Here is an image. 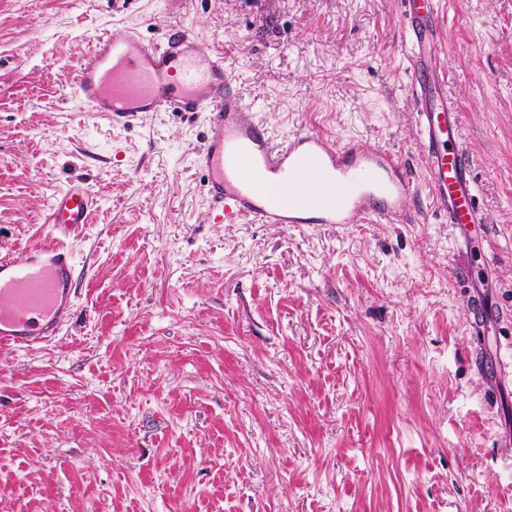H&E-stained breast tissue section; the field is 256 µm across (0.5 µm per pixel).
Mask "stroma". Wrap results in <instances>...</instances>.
<instances>
[{"instance_id": "35a3bbf8", "label": "stroma", "mask_w": 512, "mask_h": 512, "mask_svg": "<svg viewBox=\"0 0 512 512\" xmlns=\"http://www.w3.org/2000/svg\"><path fill=\"white\" fill-rule=\"evenodd\" d=\"M483 222L432 203L402 0H0V256L73 182L77 306L0 353V512H512V0H440ZM224 56L275 137L401 159L399 224H224L201 112H92L103 34ZM496 308L483 334L473 293Z\"/></svg>"}]
</instances>
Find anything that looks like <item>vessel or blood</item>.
I'll return each instance as SVG.
<instances>
[{
	"label": "vessel or blood",
	"mask_w": 512,
	"mask_h": 512,
	"mask_svg": "<svg viewBox=\"0 0 512 512\" xmlns=\"http://www.w3.org/2000/svg\"><path fill=\"white\" fill-rule=\"evenodd\" d=\"M404 2L429 188L437 208L461 233L483 218L473 205L467 157L458 147L462 116L449 105L445 75L436 68L438 0ZM76 87L92 111L128 122L145 112L207 113L211 134L195 162L206 171L209 195L222 206L228 224L300 223L298 211L255 193L256 174L292 183L315 172L322 187L306 204L322 224H394L417 193L403 163L390 152L354 141L339 148L313 129L274 144L268 128L226 80L223 57L199 64L196 42L188 36L165 49L132 33L99 37L77 70ZM95 204L89 189L62 190L50 202V231L43 242L21 257L0 258V352L50 340L72 318L74 261L62 237L89 223Z\"/></svg>",
	"instance_id": "b4317fda"
}]
</instances>
